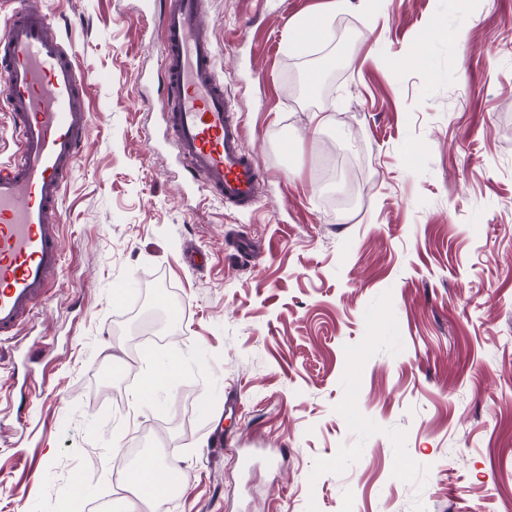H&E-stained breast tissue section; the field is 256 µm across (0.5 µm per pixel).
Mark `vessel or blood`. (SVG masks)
<instances>
[{"instance_id":"1","label":"vessel or blood","mask_w":512,"mask_h":512,"mask_svg":"<svg viewBox=\"0 0 512 512\" xmlns=\"http://www.w3.org/2000/svg\"><path fill=\"white\" fill-rule=\"evenodd\" d=\"M152 8L161 31L162 136L187 187L200 203L252 211L262 173L218 75L209 0H152ZM83 82L54 18L19 0L0 36V84L15 143L12 159L0 164V342L18 334L56 284L62 194L89 136Z\"/></svg>"}]
</instances>
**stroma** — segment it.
<instances>
[{"label":"stroma","instance_id":"stroma-1","mask_svg":"<svg viewBox=\"0 0 512 512\" xmlns=\"http://www.w3.org/2000/svg\"><path fill=\"white\" fill-rule=\"evenodd\" d=\"M34 2L91 136L59 285L0 359V512H53L77 476L83 512H119L134 439L180 470L166 512H512V0H210L265 184L248 213L183 188L143 104L161 91L143 0ZM303 16L331 35L287 50ZM434 24L447 40L411 64ZM106 345L129 377L104 379ZM182 368L181 359L173 356L168 364L159 371L150 374L141 384L138 392V398L143 402H152L157 395V390L167 385L171 378L175 376Z\"/></svg>","mask_w":512,"mask_h":512}]
</instances>
